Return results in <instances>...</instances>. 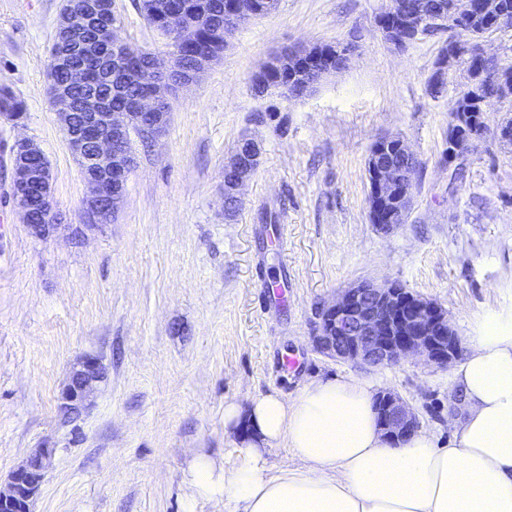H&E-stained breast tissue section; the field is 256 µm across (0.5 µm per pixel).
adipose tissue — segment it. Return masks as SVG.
I'll list each match as a JSON object with an SVG mask.
<instances>
[{
	"label": "adipose tissue",
	"instance_id": "adipose-tissue-1",
	"mask_svg": "<svg viewBox=\"0 0 512 512\" xmlns=\"http://www.w3.org/2000/svg\"><path fill=\"white\" fill-rule=\"evenodd\" d=\"M469 343L451 374L466 415L449 447L425 431L388 444L368 383L335 378L226 404L238 462L219 473L197 459L192 486L220 492L224 512H512V305L476 317ZM280 444L294 467L269 468Z\"/></svg>",
	"mask_w": 512,
	"mask_h": 512
}]
</instances>
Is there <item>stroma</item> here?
Listing matches in <instances>:
<instances>
[{
    "mask_svg": "<svg viewBox=\"0 0 512 512\" xmlns=\"http://www.w3.org/2000/svg\"><path fill=\"white\" fill-rule=\"evenodd\" d=\"M136 3L112 0L120 37L168 59ZM63 5L0 0V85L26 105L22 125L0 123V480L52 448L33 512H224L189 479L196 457L219 469L236 461L225 403L348 376L396 392L448 446L449 417L465 413L449 370L416 356L365 369L314 343L322 310L362 280L436 302L463 341L477 314L512 304V147L489 134L449 163L448 112L465 75L430 93L444 35L398 51L375 26L385 0H280L170 96L161 136L132 135L124 203L90 229L87 186L47 93ZM336 42L354 44L349 68L308 96L255 91L281 48ZM245 136L262 154L230 217L224 160ZM382 137L421 162L408 220L389 234L367 204L365 161ZM21 139L50 163L60 228L47 239L29 234L9 196ZM85 355L107 378L66 423L58 398Z\"/></svg>",
    "mask_w": 512,
    "mask_h": 512,
    "instance_id": "1",
    "label": "stroma"
}]
</instances>
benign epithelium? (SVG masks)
Returning a JSON list of instances; mask_svg holds the SVG:
<instances>
[{
    "label": "benign epithelium",
    "instance_id": "obj_1",
    "mask_svg": "<svg viewBox=\"0 0 512 512\" xmlns=\"http://www.w3.org/2000/svg\"><path fill=\"white\" fill-rule=\"evenodd\" d=\"M279 0H260L224 15V27H230L243 18H258L274 13ZM390 6L377 17L376 25L382 39L396 50H404L420 35L422 24L449 23L458 29L467 27L472 15L479 11L493 17L498 28H511L512 16L498 11L495 0H389ZM112 10V0L85 3L66 0L60 13L58 30L65 42L80 39L86 29L89 13ZM165 29L184 44L196 39V28L183 13L170 9L165 16ZM321 46L284 47L263 63L255 75L256 84L265 75L285 62H299L295 78L311 93L328 75L342 71L332 65L313 67L319 58ZM474 55L488 66L501 70L508 68L485 51L481 41L465 44L448 43L442 47L429 83L445 84L448 75L464 68L465 88L475 91L483 80V73L463 66L464 55ZM151 75L163 76L164 93L140 98L136 102L139 115L149 123L141 126L142 135L154 137L162 133L168 122V100L174 89L192 83L171 60L163 69L157 59L148 68ZM57 109L67 144L78 156L86 157L88 169L82 171L90 192L84 200V212L90 225L99 224L104 214L120 210L125 197L127 179L135 165V157L126 142L133 132L129 113L111 112L104 99L90 96L85 99L82 112L71 111V100L64 89L52 98ZM489 133L484 115L467 122L461 120L448 133V157L466 153L472 144ZM41 149L27 140L16 142L12 150V180L10 194L22 214L23 224L35 238L45 239L57 228L56 222L31 223L28 195L37 186L45 201L44 210L55 214L52 180L46 169L34 164ZM261 148L251 138H241L229 159L224 163V193L241 200L240 188L260 163ZM414 158L409 147L400 144V155L376 146L368 155L367 175L371 184L369 210L384 221L380 229L390 232L403 224L410 213L413 197L408 193L414 170ZM317 349L332 358L361 367L394 365L408 356H418L446 368L462 355L461 342L451 328L445 311L435 302L418 297L396 283L382 285L359 282L343 289L336 301L322 311L319 334L315 337ZM105 368L93 356L78 359L72 366L69 381L60 397V410L70 417L78 416L87 406L90 396L104 379ZM378 421L386 440L399 445L410 438L418 428V419L412 408L393 392H383L376 398ZM54 450L41 448L9 476L6 490H0V512H31V504L39 493L45 473L51 466Z\"/></svg>",
    "mask_w": 512,
    "mask_h": 512
}]
</instances>
